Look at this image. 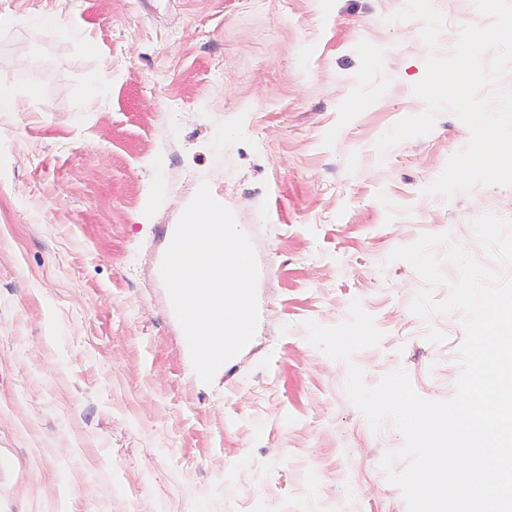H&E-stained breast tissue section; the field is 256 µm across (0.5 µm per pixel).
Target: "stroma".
Listing matches in <instances>:
<instances>
[{
	"label": "stroma",
	"mask_w": 512,
	"mask_h": 512,
	"mask_svg": "<svg viewBox=\"0 0 512 512\" xmlns=\"http://www.w3.org/2000/svg\"><path fill=\"white\" fill-rule=\"evenodd\" d=\"M405 2L0 0L17 19L0 84H24L37 49L45 72L0 114V512H407L380 466L403 437L373 431L347 366L453 396L463 315H415L426 283L389 255L446 233L512 279V186L430 192L471 139L449 111L377 152L426 109ZM432 3L440 53L489 22L475 0ZM43 12L62 28L32 24ZM204 183L259 268L256 335L208 385L160 275ZM355 300L383 337L345 363L305 323L338 325Z\"/></svg>",
	"instance_id": "obj_1"
}]
</instances>
